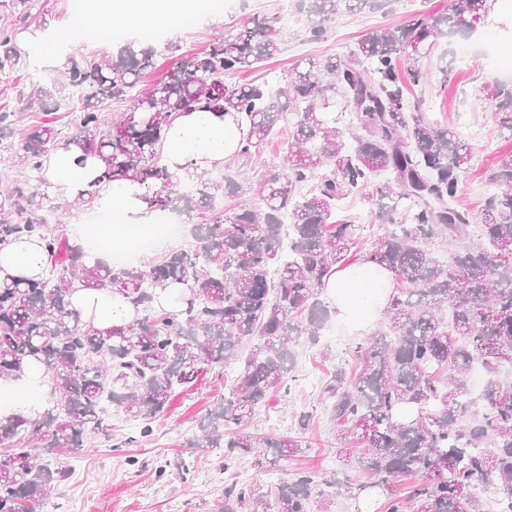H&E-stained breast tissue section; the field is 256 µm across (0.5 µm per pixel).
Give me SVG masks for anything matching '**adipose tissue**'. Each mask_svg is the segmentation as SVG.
<instances>
[{"instance_id": "ef3b65f1", "label": "adipose tissue", "mask_w": 512, "mask_h": 512, "mask_svg": "<svg viewBox=\"0 0 512 512\" xmlns=\"http://www.w3.org/2000/svg\"><path fill=\"white\" fill-rule=\"evenodd\" d=\"M213 0H80L76 21L81 30L99 36L111 35L116 20L131 30L143 31L156 25L174 28L187 13L205 14ZM72 43L67 30H36L21 40L23 53L31 65L45 66L60 59ZM248 130L244 114L237 112H185L167 127L161 152L169 172L179 176L199 174L223 166L235 156ZM103 164L98 157L84 155L76 145L55 151L45 176L60 196L74 200L91 196L88 208L91 220L72 225L80 236L94 232L100 249L89 252V262L107 261L117 244L131 246L151 225L159 223L162 211L150 209L146 190L134 179L100 180ZM47 266V256L37 239L22 240L0 250V280L37 279ZM392 278L383 268L360 261L334 270L325 280L324 293L336 309L338 322L352 328L363 324L369 302L385 308ZM73 306L100 330L131 322L136 312L118 291L76 289Z\"/></svg>"}]
</instances>
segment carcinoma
<instances>
[{
    "label": "carcinoma",
    "instance_id": "obj_1",
    "mask_svg": "<svg viewBox=\"0 0 512 512\" xmlns=\"http://www.w3.org/2000/svg\"><path fill=\"white\" fill-rule=\"evenodd\" d=\"M377 0H310L309 40L345 7L372 8ZM25 19L39 0H12ZM488 13L487 0H448L441 14L417 13L401 28L374 30L342 57L310 59L273 86L224 81L281 51L277 20H249L234 34L218 36L189 56L166 79L134 93L154 50L136 43L116 55L71 58L61 81L30 83L17 106L0 111V138L8 162L0 197V247L37 236L49 266L37 281L0 282V379L17 378L29 364L42 369L49 401L40 412L0 419V512H39L50 491L65 480L70 460L86 440L108 430L109 410L137 423L124 443L148 438L178 389L202 376L243 362L234 384L200 425L195 447L224 449V500L215 512H309L313 497L356 496L368 487L386 491L383 512H483L478 483L498 501L512 502V382L497 379L512 367V153L492 175L498 192L479 217L457 203L461 175L471 160L468 145L434 122L408 86L426 80L422 59L433 42L465 32ZM21 63L14 30L0 26V75ZM78 95L76 132L64 145L104 159L102 178L125 177L147 185L148 203L187 218L195 247L174 249L147 266L85 261L63 225L42 212L54 208L46 162L59 148L50 122L16 132L20 115L44 109L64 90ZM132 99L130 112L106 125L107 101ZM486 100L502 132L512 136V82L493 85ZM339 104L340 113L330 108ZM244 112L249 131L222 180L202 173L192 191H176L180 177L160 165L164 128L199 106ZM290 134L282 171L254 182L242 179L268 139ZM253 192L255 208L214 212L223 196ZM358 195L381 233L363 260L392 273L396 289L384 314L386 330L356 347L360 369L338 367L322 404L340 422L336 455L358 466L368 481L325 479L302 469L266 490L239 482L230 471L251 456L268 464L302 448L312 414L294 417L297 436L260 437L247 428L256 405L290 389L295 363L291 343L318 333L329 310L321 299L334 268L348 265L360 225L338 219L341 203ZM480 220L481 237L471 228ZM439 240L448 259L425 244ZM116 288L142 316L99 331L72 307L74 283ZM184 285V309L154 304L157 289ZM450 308L449 320L439 310ZM249 353L240 359L243 343ZM488 384L468 397L472 368ZM360 449L353 456V449Z\"/></svg>",
    "mask_w": 512,
    "mask_h": 512
}]
</instances>
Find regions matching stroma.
<instances>
[{"label":"stroma","instance_id":"stroma-1","mask_svg":"<svg viewBox=\"0 0 512 512\" xmlns=\"http://www.w3.org/2000/svg\"><path fill=\"white\" fill-rule=\"evenodd\" d=\"M447 4L448 0H388L374 10L341 14L324 39L306 40L303 21L288 16L283 0H215L208 17L187 19L176 30L148 38V45L154 48L153 65L144 71L139 87L151 89L186 56L203 51L214 35L236 32L257 16L277 18L285 45L264 66L238 73L234 81L239 85L286 77L311 58L345 55L367 32L404 26L415 13H439ZM464 46L472 51L467 64L458 54ZM423 66L430 80L412 87L410 94L423 100L432 119L447 125L468 144L472 161L460 185L458 202L471 212H480L486 197L496 189L492 174L498 157L512 151V140L500 134L484 99L483 88L495 77V59L485 55L478 34L473 33L439 40ZM382 326L378 319L361 329L343 331L339 346L298 339L296 379L290 393L270 394L256 407L249 427L261 436L286 435L294 430V414L311 409L314 419L304 438L305 448L274 468L261 470L248 461L239 463L237 480L265 487L289 479L301 468L327 474L339 470L336 427L319 402L322 386L336 367L354 369L355 346ZM237 373V365H229L223 374H209L201 385L174 395L165 416L154 423L152 436L137 445L124 447L132 426L123 417H111L108 437L88 442L86 450L72 459L69 477L52 491L41 512H214L224 497V454L219 450L203 453L191 443L199 424L223 398L225 385L231 384ZM180 459L192 462L193 477L184 480L175 472L157 477L158 466Z\"/></svg>","mask_w":512,"mask_h":512}]
</instances>
